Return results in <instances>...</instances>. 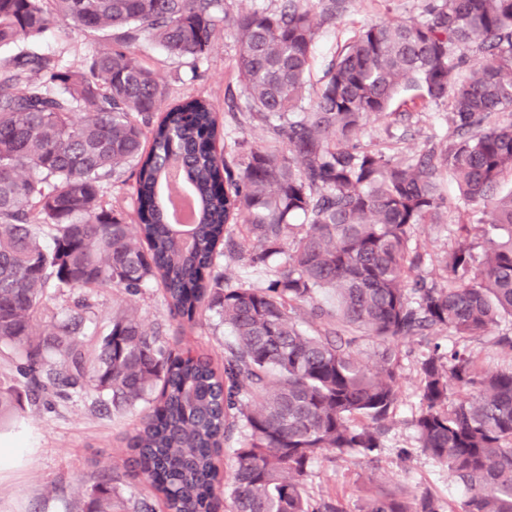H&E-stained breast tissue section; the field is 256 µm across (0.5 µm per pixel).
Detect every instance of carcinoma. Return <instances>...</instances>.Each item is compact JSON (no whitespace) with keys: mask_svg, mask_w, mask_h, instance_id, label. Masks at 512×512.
Wrapping results in <instances>:
<instances>
[{"mask_svg":"<svg viewBox=\"0 0 512 512\" xmlns=\"http://www.w3.org/2000/svg\"><path fill=\"white\" fill-rule=\"evenodd\" d=\"M343 0H280L275 11L236 12L230 0H0V47L61 23L110 28L114 44L89 71L36 51L0 61V347L19 357L27 392L0 386V416L35 406L50 389L91 390L115 410L143 407L127 437V468L150 475L166 512H216V460L236 427L231 512H347L303 491L326 453L369 461L400 399L399 344L446 330L481 335L512 317V0H429L424 21L362 27L309 96L319 29ZM238 47L249 119L274 146L242 161L224 140L213 104L189 94L174 104L135 50L141 38L197 62L218 21ZM404 84L450 102L458 140L412 162L361 146L367 121L384 116ZM194 199L191 224L168 217L167 176ZM128 170L136 218L103 203L104 181ZM443 172L479 221L509 229L479 267L463 240L444 257L448 284L410 282L412 238L445 198ZM302 222H297V219ZM245 229L237 242L227 228ZM50 231L45 247L34 227ZM249 248L270 273L264 288L233 286L218 258ZM162 287L170 314L188 324L215 314L234 344L216 370L203 356L172 354L162 327L112 313L93 359L78 334L83 299L36 325L58 293ZM331 298L328 309L316 295ZM335 328L311 334L301 310ZM358 336L379 345L371 370ZM453 390L463 396L448 405ZM419 448L463 486L459 512H512V367L484 371L464 345L420 361ZM82 512H139L98 475ZM362 512H445L432 494H381Z\"/></svg>","mask_w":512,"mask_h":512,"instance_id":"cac0c4a2","label":"carcinoma"}]
</instances>
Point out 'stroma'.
<instances>
[{"mask_svg":"<svg viewBox=\"0 0 512 512\" xmlns=\"http://www.w3.org/2000/svg\"><path fill=\"white\" fill-rule=\"evenodd\" d=\"M426 3L427 0H346L342 15L319 30L310 91L319 90L330 61L361 27L385 18L425 19ZM110 44L109 31L84 34L57 26L43 33L32 48L63 65L80 68ZM143 56L171 98L199 93L222 113L243 103L237 78V50L230 33L217 31L210 52L197 63L170 57L149 40L144 43ZM454 137L449 105L428 102L423 90L412 85L400 90L389 116L367 122L361 144L384 151L396 160H410ZM440 182L448 207L442 210L437 223L419 228L412 245L422 255L414 276L442 284L446 281L442 259L457 241L464 237L472 241L474 259L479 262L488 239L503 237L506 231L487 224L462 226L456 209L457 186L445 175ZM87 296L90 308L86 345H93L95 336L106 330L113 311L131 309L141 318L161 324L165 339L174 348L192 346L209 354L215 367H223L224 351L233 341L229 330L215 317L202 320L191 330L181 327L170 317L157 285H150L135 297L115 288H92ZM503 334L512 336V318L507 316L492 331L467 339L466 344L482 369L496 371L512 366V353L501 351L496 344L497 337ZM400 349L401 396L395 424L378 451V465L337 460L330 454L321 456L305 479L306 491L312 498H337L348 512H361L367 501L382 493L409 497L428 492L444 505L457 507L460 488L449 481L445 466L420 450L411 424L420 410L418 360L426 344L415 338L404 341ZM138 418L134 410L98 411L94 395L89 392L56 397L50 407L17 411L0 419V448L17 451L12 460L0 463V512H81L90 476L105 472L117 477L125 498L146 503L151 512H164L151 483L129 476L125 468L128 451L122 438L134 429Z\"/></svg>","mask_w":512,"mask_h":512,"instance_id":"stroma-1","label":"stroma"}]
</instances>
